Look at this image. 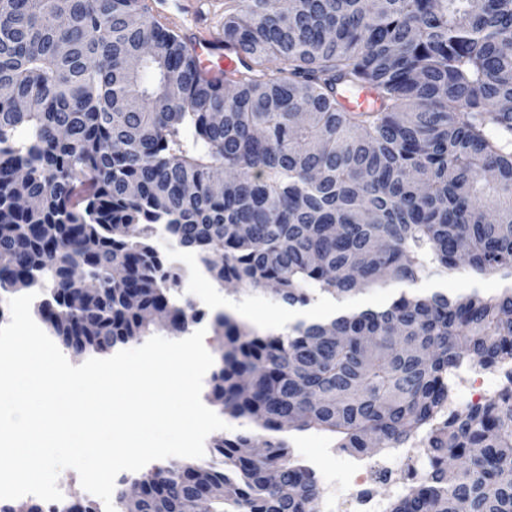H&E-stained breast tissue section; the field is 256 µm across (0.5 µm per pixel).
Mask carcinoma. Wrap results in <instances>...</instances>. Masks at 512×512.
<instances>
[{"instance_id": "obj_1", "label": "carcinoma", "mask_w": 512, "mask_h": 512, "mask_svg": "<svg viewBox=\"0 0 512 512\" xmlns=\"http://www.w3.org/2000/svg\"><path fill=\"white\" fill-rule=\"evenodd\" d=\"M208 77L143 0H0V300L73 355L185 334L163 227L210 277L334 318L260 332L227 314L209 397L252 429L214 461L143 475L117 512H315V473L278 434L337 448L418 439L425 477L388 512H512V388L448 413L453 377L512 360V286H414L461 267L512 276V0H238ZM280 61V66L271 63ZM367 86L374 111L349 110ZM388 282L380 310L347 306Z\"/></svg>"}]
</instances>
